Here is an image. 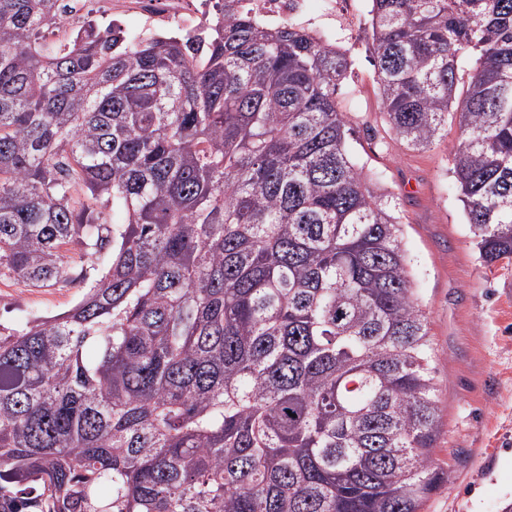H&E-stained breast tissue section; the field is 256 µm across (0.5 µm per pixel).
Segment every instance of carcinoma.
I'll list each match as a JSON object with an SVG mask.
<instances>
[{
    "label": "carcinoma",
    "mask_w": 512,
    "mask_h": 512,
    "mask_svg": "<svg viewBox=\"0 0 512 512\" xmlns=\"http://www.w3.org/2000/svg\"><path fill=\"white\" fill-rule=\"evenodd\" d=\"M371 2L387 122L426 150L458 120L479 258H512V0ZM239 3L60 47L63 0H0V280L84 285L0 324V512H421L448 483L398 197L349 157L352 47Z\"/></svg>",
    "instance_id": "carcinoma-1"
}]
</instances>
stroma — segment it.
Listing matches in <instances>:
<instances>
[{"instance_id": "35a3bbf8", "label": "stroma", "mask_w": 512, "mask_h": 512, "mask_svg": "<svg viewBox=\"0 0 512 512\" xmlns=\"http://www.w3.org/2000/svg\"><path fill=\"white\" fill-rule=\"evenodd\" d=\"M343 17L308 0L304 26L351 46V72L338 98L354 137L351 157L400 199L401 240L429 317L434 376L443 433L436 459L451 477L423 512H512V262L488 268L458 197L451 160L457 123L428 150L401 142L379 110V86L369 58L370 0H348ZM84 21L119 22L138 34L135 6L113 12L110 0H87ZM80 296L73 287L33 288L0 280V324L51 316Z\"/></svg>"}]
</instances>
